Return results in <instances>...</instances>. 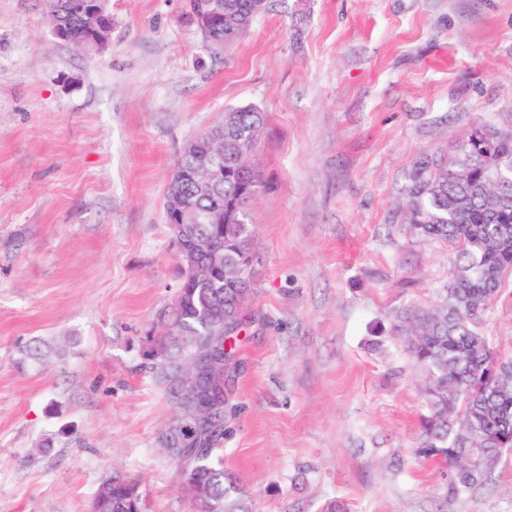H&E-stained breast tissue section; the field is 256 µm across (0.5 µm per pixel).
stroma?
<instances>
[{
  "label": "stroma",
  "instance_id": "35a3bbf8",
  "mask_svg": "<svg viewBox=\"0 0 512 512\" xmlns=\"http://www.w3.org/2000/svg\"><path fill=\"white\" fill-rule=\"evenodd\" d=\"M86 51L0 0V512H90L141 482L193 512L144 356L178 285L164 191L186 143L252 106L255 254L224 369L241 512H512V455L454 497L421 454L424 372L396 325L442 304L447 242L403 222L414 164L512 130V0H267L230 48L189 0H109ZM482 333L512 355V276Z\"/></svg>",
  "mask_w": 512,
  "mask_h": 512
}]
</instances>
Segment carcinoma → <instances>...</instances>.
I'll return each mask as SVG.
<instances>
[{"instance_id":"obj_1","label":"carcinoma","mask_w":512,"mask_h":512,"mask_svg":"<svg viewBox=\"0 0 512 512\" xmlns=\"http://www.w3.org/2000/svg\"><path fill=\"white\" fill-rule=\"evenodd\" d=\"M205 1L224 10V25L215 41L236 44L255 15L254 0H190L193 9ZM50 19L64 25L72 39H83L94 20L77 12L59 11L61 0H47ZM265 126V115L253 107L224 114V184L202 189L192 182L182 192L196 197L199 208H224V256L236 258L244 274L222 288L179 283L163 331L149 337L148 357L157 381L177 414L161 445L175 462L191 492L195 512H231L226 503L224 407L214 411L216 428L197 447L200 430L193 429L196 403L186 397L183 383L190 361L220 352L231 357L225 342L239 326L252 266L253 225L245 167ZM496 151L486 156L484 132L473 130L448 155L417 162L406 188L405 223L420 236L448 241L454 247L453 272L445 302L429 310H413L402 318L409 350L426 374L429 415L424 422V447L441 456L452 469L448 493L459 495L485 481L512 452V356H501L478 329L484 311L495 301L505 275L512 272V183L491 179L492 164L501 160L512 170V132L497 135ZM475 448L484 451L483 466L469 470L458 464ZM108 493L93 495L91 512H146L139 483L120 476L105 481Z\"/></svg>"}]
</instances>
